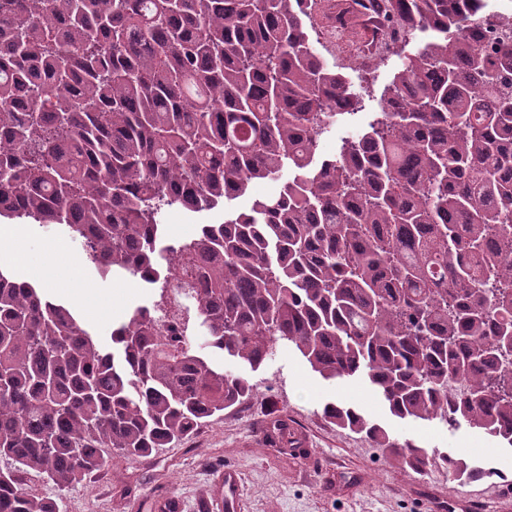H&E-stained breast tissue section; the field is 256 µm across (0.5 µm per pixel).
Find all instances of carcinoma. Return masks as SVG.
Returning <instances> with one entry per match:
<instances>
[{
  "instance_id": "carcinoma-1",
  "label": "carcinoma",
  "mask_w": 512,
  "mask_h": 512,
  "mask_svg": "<svg viewBox=\"0 0 512 512\" xmlns=\"http://www.w3.org/2000/svg\"><path fill=\"white\" fill-rule=\"evenodd\" d=\"M317 0H0V218L63 225L107 277L195 289L196 333L156 305L112 329L0 270V512H58L102 449L148 456L251 398L282 343L360 378L399 419L512 447V21L488 0H334L336 22L427 34L367 127L317 153L364 98L326 64ZM279 190L166 243L159 217ZM460 381L458 394L450 382ZM323 415L417 471L452 461L361 412Z\"/></svg>"
}]
</instances>
